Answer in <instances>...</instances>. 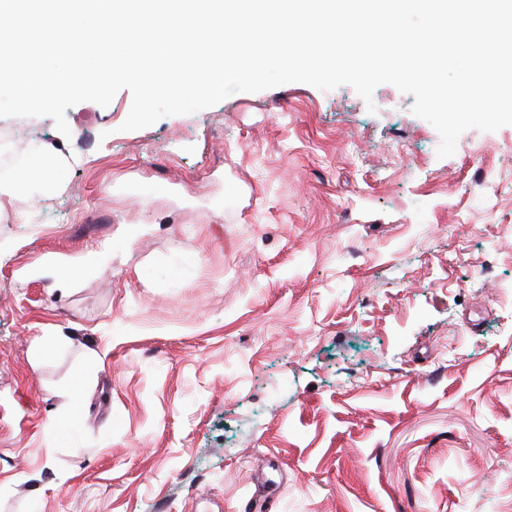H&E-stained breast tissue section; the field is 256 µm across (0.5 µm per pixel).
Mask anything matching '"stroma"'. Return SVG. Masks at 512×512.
<instances>
[{
    "mask_svg": "<svg viewBox=\"0 0 512 512\" xmlns=\"http://www.w3.org/2000/svg\"><path fill=\"white\" fill-rule=\"evenodd\" d=\"M414 101L28 119L61 179L0 202V512H512V125L441 158Z\"/></svg>",
    "mask_w": 512,
    "mask_h": 512,
    "instance_id": "obj_1",
    "label": "stroma"
}]
</instances>
